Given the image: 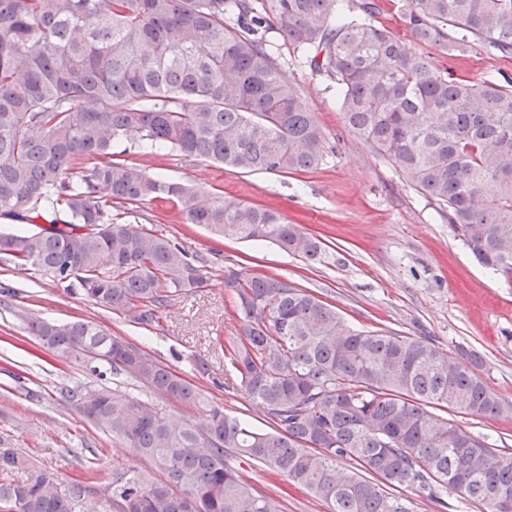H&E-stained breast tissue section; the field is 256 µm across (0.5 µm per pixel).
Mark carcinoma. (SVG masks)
Wrapping results in <instances>:
<instances>
[{
	"label": "carcinoma",
	"instance_id": "carcinoma-1",
	"mask_svg": "<svg viewBox=\"0 0 512 512\" xmlns=\"http://www.w3.org/2000/svg\"><path fill=\"white\" fill-rule=\"evenodd\" d=\"M347 0H0V219L46 226L0 233V255L96 305L150 327L174 297L207 286L205 260L112 208L176 201L186 224L228 239L271 241L306 262L318 238L275 209L231 197L202 202L187 186L112 160L118 145L169 150L243 173L322 166L327 139L274 57L269 31L298 64L336 83L342 120L407 183L439 204L474 258L512 284V85L442 74ZM414 40L464 53L512 54V0H411ZM94 162L81 183L73 170ZM105 188L108 199L97 196ZM243 336L223 351L224 388L260 406L269 429L209 410L162 420L151 402L103 387L86 418L135 455L130 468L64 493L0 448V512H279L244 468L276 472L330 512H414L408 493L442 508L455 493L483 512H512V456L454 419L512 416L477 373L428 336L357 331L336 309L278 274L224 272ZM65 360L102 367L195 404L196 387L120 336L84 321H32Z\"/></svg>",
	"mask_w": 512,
	"mask_h": 512
}]
</instances>
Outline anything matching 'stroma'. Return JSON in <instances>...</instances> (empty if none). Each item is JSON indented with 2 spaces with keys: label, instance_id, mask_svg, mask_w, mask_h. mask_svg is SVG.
I'll list each match as a JSON object with an SVG mask.
<instances>
[{
  "label": "stroma",
  "instance_id": "stroma-1",
  "mask_svg": "<svg viewBox=\"0 0 512 512\" xmlns=\"http://www.w3.org/2000/svg\"><path fill=\"white\" fill-rule=\"evenodd\" d=\"M275 56L286 77L299 88L304 110L314 113L327 137L328 157L319 169L297 173H240L199 159L147 155L128 149L117 159L188 185L201 199L232 196L278 209L323 243L320 262L309 264L265 241L226 240L205 228L183 223L176 204L158 200L140 205L173 241L207 260L206 288L180 294L158 323L144 330L88 302L33 271L0 259V439L31 458L58 489L95 469L108 476L130 467L157 476V468L104 433L67 403L75 386L108 387L152 402L159 418H206L218 408L266 429L262 409L224 390L227 369L216 339L242 334L224 270L279 273L336 307L360 331L392 329L427 336L457 353L474 350L484 359L480 376L502 398L512 401V285L483 269L452 233L433 200L398 174L391 162L361 143L344 126L336 84L326 74L297 64L291 47L276 40ZM442 73L478 82L512 81V55L471 45L463 54L444 45L423 48ZM88 321L111 331L168 364L196 386L200 404L152 394L125 375H91L81 363L62 361L27 330L29 322ZM457 422L484 437L490 447L512 456V416ZM252 484L275 496L282 512H328L302 487L261 469Z\"/></svg>",
  "mask_w": 512,
  "mask_h": 512
}]
</instances>
